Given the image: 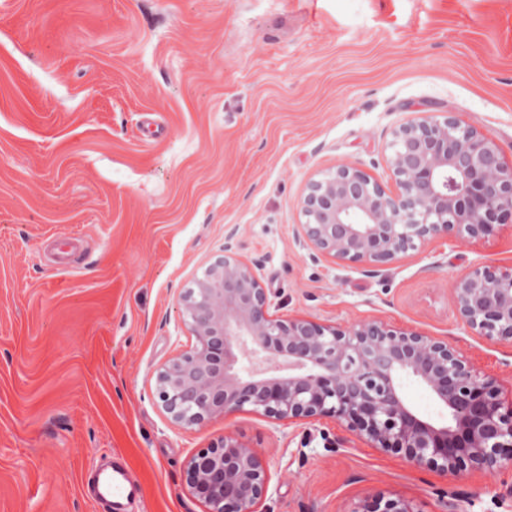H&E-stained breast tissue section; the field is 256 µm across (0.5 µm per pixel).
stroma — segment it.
I'll return each instance as SVG.
<instances>
[{"label": "stroma", "mask_w": 512, "mask_h": 512, "mask_svg": "<svg viewBox=\"0 0 512 512\" xmlns=\"http://www.w3.org/2000/svg\"><path fill=\"white\" fill-rule=\"evenodd\" d=\"M456 113L512 158V0H0V512H96L117 455L143 512H206L190 457L230 433L271 472V512H512V470L443 476L332 418L245 410L174 424L159 368L192 345L181 294L234 235L280 319L382 322L448 340L512 391V343L460 319L452 285L512 265L436 239L390 264L313 258L310 181L383 186L392 132ZM352 512H416L406 499L387 493H377L360 502Z\"/></svg>", "instance_id": "35a3bbf8"}]
</instances>
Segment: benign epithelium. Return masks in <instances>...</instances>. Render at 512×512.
Wrapping results in <instances>:
<instances>
[{"label": "benign epithelium", "mask_w": 512, "mask_h": 512, "mask_svg": "<svg viewBox=\"0 0 512 512\" xmlns=\"http://www.w3.org/2000/svg\"><path fill=\"white\" fill-rule=\"evenodd\" d=\"M407 141L386 159L395 191L342 164L309 183L300 225L315 256L378 266L438 239L481 241L512 217V160L486 132L450 112L427 111L398 126ZM461 319L487 340H512V267L479 263L454 284ZM194 339L159 370L156 395L184 426L245 409L276 421L334 418L372 447L444 476L512 466V399L447 341L382 323L342 330L270 313L256 266L234 235L224 257L180 296ZM265 353L244 365L245 350ZM409 372L448 408V423L423 419L397 376ZM187 484L207 512H269L264 455L226 434L188 461ZM352 512H415L377 493Z\"/></svg>", "instance_id": "obj_1"}]
</instances>
